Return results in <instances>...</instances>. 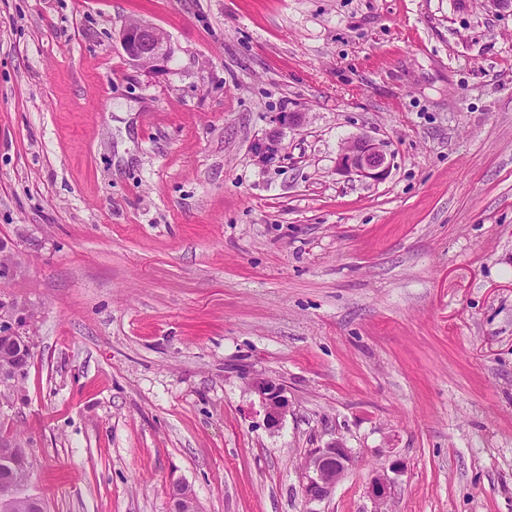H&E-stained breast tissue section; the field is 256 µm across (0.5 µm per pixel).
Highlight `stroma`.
Listing matches in <instances>:
<instances>
[{"label":"stroma","instance_id":"1","mask_svg":"<svg viewBox=\"0 0 512 512\" xmlns=\"http://www.w3.org/2000/svg\"><path fill=\"white\" fill-rule=\"evenodd\" d=\"M358 137L386 179L337 171ZM0 240L47 512H308L335 439L324 512L383 472L389 512H512V8L0 0ZM119 42L127 57L137 65H158L171 55L167 33L142 19L127 21L120 30ZM258 396L269 427H278L289 412L290 404L280 383L268 377H254L249 383ZM353 462L351 448H347L342 442H336V439L323 447L310 448L300 468L302 492L306 503L327 502Z\"/></svg>","mask_w":512,"mask_h":512}]
</instances>
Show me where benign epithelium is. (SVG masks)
Listing matches in <instances>:
<instances>
[{"mask_svg":"<svg viewBox=\"0 0 512 512\" xmlns=\"http://www.w3.org/2000/svg\"><path fill=\"white\" fill-rule=\"evenodd\" d=\"M119 42L127 57L135 64L163 63L171 55L169 37L162 29L142 20L126 22L119 33ZM336 167L346 174L362 180L379 182L389 171L387 158L381 147L367 138L348 142L339 153ZM28 317L22 309L0 299V339L23 344L32 350L31 336L27 330ZM251 390L258 396L269 427L279 426L289 412L290 404L280 383L268 377H254ZM352 450L344 443L331 441L323 447L311 448L300 468L302 492L306 503L321 504L330 499L336 485L353 465ZM392 481L384 474L370 482L369 494L374 503L373 512H385L391 497ZM194 504L191 490L178 484L172 494L171 512H184V503Z\"/></svg>","mask_w":512,"mask_h":512,"instance_id":"1","label":"benign epithelium"}]
</instances>
